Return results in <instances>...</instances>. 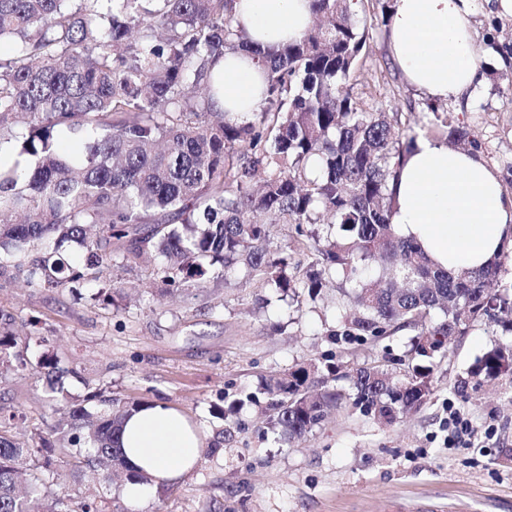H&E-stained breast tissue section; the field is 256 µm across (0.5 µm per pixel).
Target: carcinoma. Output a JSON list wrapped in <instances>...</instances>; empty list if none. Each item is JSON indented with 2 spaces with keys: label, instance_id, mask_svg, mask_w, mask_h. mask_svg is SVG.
<instances>
[{
  "label": "carcinoma",
  "instance_id": "cac0c4a2",
  "mask_svg": "<svg viewBox=\"0 0 512 512\" xmlns=\"http://www.w3.org/2000/svg\"><path fill=\"white\" fill-rule=\"evenodd\" d=\"M234 0H0V145L21 161L0 165V270L57 288L99 278L117 253L165 259L162 281H200L219 264L246 269L261 287L312 298L336 284L352 306L347 335L413 332L408 365L351 369L348 386L311 393V370L265 384L268 430L288 444L350 405L392 424L432 392L436 357L453 336L485 320L512 325V283L500 274L512 251L486 267H436L390 222L391 185L417 136L365 106L347 81L369 47L367 26L349 0H311L303 35L255 47L235 24ZM247 52L265 68V97L245 119L213 109L208 74L226 53ZM24 123L18 137L14 126ZM456 142L467 129L445 118ZM327 223L324 235L314 228ZM278 224L311 240L315 263L289 272L288 253L266 242ZM76 247L75 260L62 247ZM441 312L443 318L431 320ZM28 369L18 338L0 331V376ZM512 372V345L499 344L473 375ZM94 423L81 407L56 401L55 432L38 459L0 433V512H64L71 494L51 488L56 453L94 474L132 470L119 445L125 420L145 402L102 400Z\"/></svg>",
  "mask_w": 512,
  "mask_h": 512
}]
</instances>
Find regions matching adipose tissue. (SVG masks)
<instances>
[{
  "instance_id": "ef3b65f1",
  "label": "adipose tissue",
  "mask_w": 512,
  "mask_h": 512,
  "mask_svg": "<svg viewBox=\"0 0 512 512\" xmlns=\"http://www.w3.org/2000/svg\"><path fill=\"white\" fill-rule=\"evenodd\" d=\"M474 0H393V62L419 92L458 98L479 83L473 38ZM234 14L260 46L298 39L309 26L310 0H235ZM265 71L249 54L225 55L211 71L217 109L244 114L262 99ZM391 216L400 236L416 240L440 266L475 270L512 244V195L475 153L439 138L416 141L395 182ZM120 445L151 482L127 483L134 512L153 488L177 481L203 452L196 424L180 410L153 404L128 419Z\"/></svg>"
}]
</instances>
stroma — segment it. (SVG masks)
Wrapping results in <instances>:
<instances>
[{
  "label": "stroma",
  "mask_w": 512,
  "mask_h": 512,
  "mask_svg": "<svg viewBox=\"0 0 512 512\" xmlns=\"http://www.w3.org/2000/svg\"><path fill=\"white\" fill-rule=\"evenodd\" d=\"M498 0H475L472 25L482 82L471 95L439 101L441 113L466 126L479 153L512 193V16ZM356 12L370 50L351 81L354 93L389 119L437 135L429 97L411 87L391 61L387 28L375 0ZM161 256L135 263L115 257L94 282L57 288L0 275V323L43 337L30 371L0 380V406L26 414L7 429L29 446L56 422L54 394L36 367L47 358L70 367L62 385L70 403L97 415L100 396L139 398L178 408L208 447L196 467L130 510L122 479L78 472L56 459L53 479L73 499L104 493L109 512H512V374L471 377L476 360L512 334L485 321L470 324L437 359L433 391L404 422L386 425L345 406L302 439L285 445L267 430L264 405L246 402L264 379L314 362L398 369L410 331L363 340L343 333L336 289L292 301L256 279L222 269L204 283L169 289ZM242 400L240 411L223 410ZM461 408L477 434L470 447L447 445L448 405Z\"/></svg>",
  "instance_id": "stroma-1"
}]
</instances>
